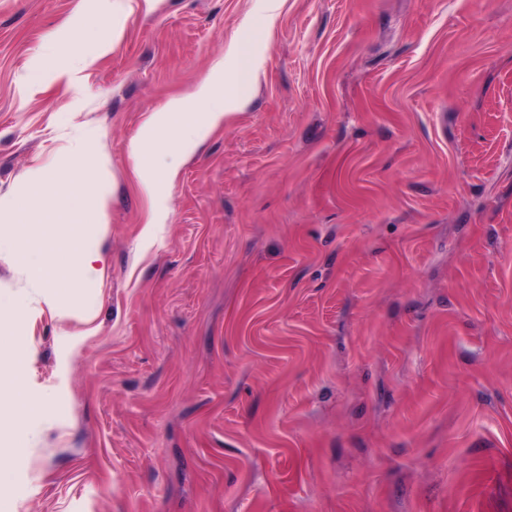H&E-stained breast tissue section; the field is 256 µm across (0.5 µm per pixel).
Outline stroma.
<instances>
[{
    "instance_id": "1",
    "label": "stroma",
    "mask_w": 512,
    "mask_h": 512,
    "mask_svg": "<svg viewBox=\"0 0 512 512\" xmlns=\"http://www.w3.org/2000/svg\"><path fill=\"white\" fill-rule=\"evenodd\" d=\"M0 0V205L105 151L106 258L49 306L21 512H512V0ZM108 13L109 26L98 24ZM122 37L113 40V27ZM260 78L179 166L127 150L237 45ZM78 91L68 89V82Z\"/></svg>"
}]
</instances>
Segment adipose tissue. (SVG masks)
Listing matches in <instances>:
<instances>
[{
    "label": "adipose tissue",
    "instance_id": "adipose-tissue-1",
    "mask_svg": "<svg viewBox=\"0 0 512 512\" xmlns=\"http://www.w3.org/2000/svg\"><path fill=\"white\" fill-rule=\"evenodd\" d=\"M263 63L261 44L250 42L215 64L192 93L170 96L143 122L130 140L128 152L142 194L151 204L150 221L166 223L171 213V188L178 171L159 170L157 152L184 156L201 133L222 129L241 109L259 78ZM31 350L14 337L0 336V512H16L10 489V461L36 440L32 423L43 418L49 395H34L27 379Z\"/></svg>",
    "mask_w": 512,
    "mask_h": 512
}]
</instances>
